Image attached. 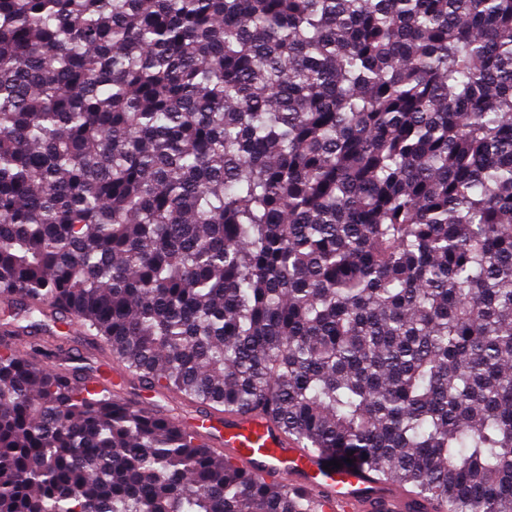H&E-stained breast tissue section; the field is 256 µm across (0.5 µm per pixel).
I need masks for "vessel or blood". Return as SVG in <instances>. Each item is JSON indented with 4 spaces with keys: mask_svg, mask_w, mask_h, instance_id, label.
Wrapping results in <instances>:
<instances>
[{
    "mask_svg": "<svg viewBox=\"0 0 512 512\" xmlns=\"http://www.w3.org/2000/svg\"><path fill=\"white\" fill-rule=\"evenodd\" d=\"M202 441L222 447L239 465L269 481L312 494L323 512H413L414 502L391 485L377 482L357 464L326 469L325 459L288 439L264 417L207 414Z\"/></svg>",
    "mask_w": 512,
    "mask_h": 512,
    "instance_id": "vessel-or-blood-1",
    "label": "vessel or blood"
}]
</instances>
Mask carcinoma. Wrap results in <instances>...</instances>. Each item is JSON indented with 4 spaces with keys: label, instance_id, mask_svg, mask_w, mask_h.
Masks as SVG:
<instances>
[{
    "label": "carcinoma",
    "instance_id": "carcinoma-1",
    "mask_svg": "<svg viewBox=\"0 0 512 512\" xmlns=\"http://www.w3.org/2000/svg\"><path fill=\"white\" fill-rule=\"evenodd\" d=\"M49 311L153 390L512 512V0H0V512H320L39 363Z\"/></svg>",
    "mask_w": 512,
    "mask_h": 512
}]
</instances>
